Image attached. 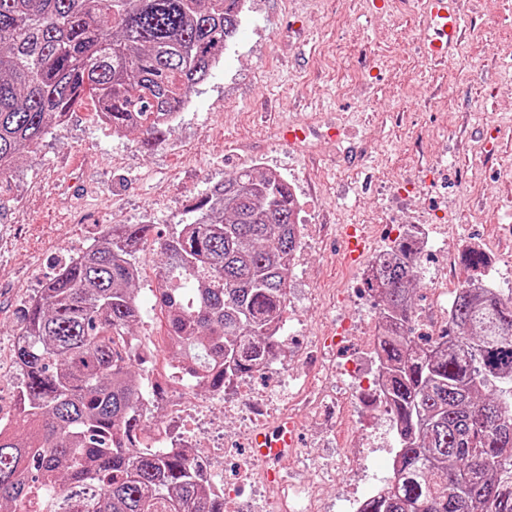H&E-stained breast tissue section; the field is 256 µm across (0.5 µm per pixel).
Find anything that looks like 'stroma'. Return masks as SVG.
<instances>
[{"label":"stroma","instance_id":"stroma-1","mask_svg":"<svg viewBox=\"0 0 512 512\" xmlns=\"http://www.w3.org/2000/svg\"><path fill=\"white\" fill-rule=\"evenodd\" d=\"M464 34L449 59L422 52V22L409 0H247L235 38L194 88L187 106L152 150L141 133H116L85 97L52 126L35 154L22 157L0 193V420L15 421L20 373L13 360L23 305L69 257L97 241L109 224H150L136 255V285L146 307L133 328L153 352L154 375L173 360L167 327L152 304L160 282V245L193 199L243 168L278 173L303 205L307 227L292 283L297 305L286 327L297 345L326 333L337 289L365 291L345 261L347 224H367L377 247L392 246L391 210L381 185L439 167L438 189L414 195L406 220L455 214L443 239L495 246L486 277L512 286V0H461ZM306 131L288 143L287 124ZM424 257L416 306L431 308L437 287L455 292L474 277L459 266L448 284ZM379 433L388 419L356 417L331 431L303 419L301 447L323 449Z\"/></svg>","mask_w":512,"mask_h":512}]
</instances>
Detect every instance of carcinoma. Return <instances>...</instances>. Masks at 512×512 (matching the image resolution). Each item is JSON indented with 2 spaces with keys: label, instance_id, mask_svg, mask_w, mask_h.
<instances>
[{
  "label": "carcinoma",
  "instance_id": "obj_1",
  "mask_svg": "<svg viewBox=\"0 0 512 512\" xmlns=\"http://www.w3.org/2000/svg\"><path fill=\"white\" fill-rule=\"evenodd\" d=\"M243 0H0V179L85 95L150 146L219 62ZM288 181L243 169L186 208L164 240L160 300L180 359L213 392L280 353L301 243ZM150 224H110L24 305L17 433L0 422V502L12 512H224L184 448L136 449L146 365L115 337L145 307L135 254ZM366 285L379 299L382 391L400 439L388 495L366 512H512V293L457 291L443 333L409 332L420 242L404 236Z\"/></svg>",
  "mask_w": 512,
  "mask_h": 512
}]
</instances>
